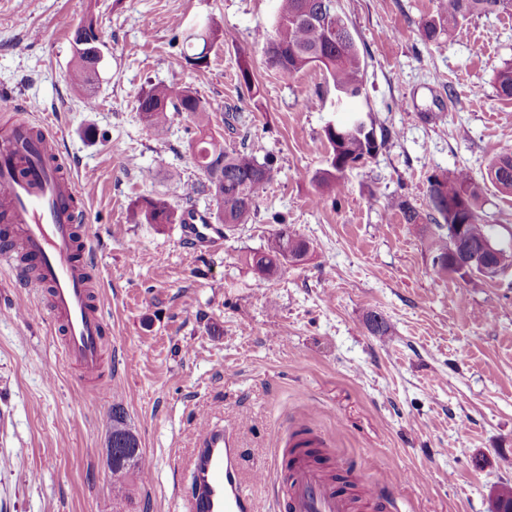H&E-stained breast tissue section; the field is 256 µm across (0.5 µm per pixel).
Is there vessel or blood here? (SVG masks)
Returning a JSON list of instances; mask_svg holds the SVG:
<instances>
[{
  "instance_id": "1",
  "label": "vessel or blood",
  "mask_w": 512,
  "mask_h": 512,
  "mask_svg": "<svg viewBox=\"0 0 512 512\" xmlns=\"http://www.w3.org/2000/svg\"><path fill=\"white\" fill-rule=\"evenodd\" d=\"M57 133L34 131L18 120L0 132V221L10 232L0 242V263L26 287L48 289L50 308L63 330L62 353L84 378L99 380L108 325L89 275L92 226L80 206L75 179L60 177ZM191 483L192 512H255L249 484H270L273 512H386L390 503L374 483L327 468L292 447L277 449L269 470L245 481L232 424L206 426Z\"/></svg>"
}]
</instances>
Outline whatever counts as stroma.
I'll use <instances>...</instances> for the list:
<instances>
[{
  "mask_svg": "<svg viewBox=\"0 0 512 512\" xmlns=\"http://www.w3.org/2000/svg\"><path fill=\"white\" fill-rule=\"evenodd\" d=\"M366 62L365 106L391 138L349 169L336 201L311 178L325 167L335 92L319 68L284 77L255 33L277 0H0V94L33 124L49 122L97 237L93 275L108 316L103 376L66 363L48 295L0 267V512H189L201 427L232 423L245 476L269 467L297 430L362 473L400 512H491L512 487V268L464 282L432 267L429 229L397 207L428 210V178L481 177L512 143V101L495 74L512 61V13L466 21L424 41L436 0H339ZM73 22L97 19L103 60L92 96L68 79ZM216 31L208 66L188 64L183 32ZM248 67L258 89L239 83ZM179 83L222 103L213 131L227 150L271 158L250 223L190 248L177 224H133L142 198L215 213L189 149L195 121L146 128L136 100ZM246 115L229 130L226 111ZM481 213L512 245V195L485 188ZM310 244L308 257L264 279L247 263L274 215ZM28 308L17 318L16 305ZM378 315L386 335L371 334ZM152 462L133 503L112 483V405Z\"/></svg>",
  "mask_w": 512,
  "mask_h": 512,
  "instance_id": "stroma-1",
  "label": "stroma"
}]
</instances>
